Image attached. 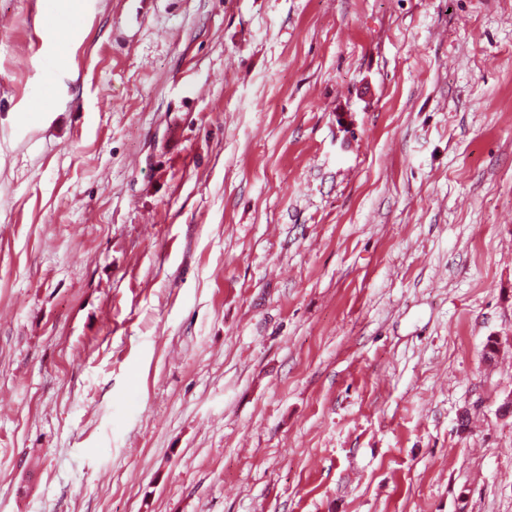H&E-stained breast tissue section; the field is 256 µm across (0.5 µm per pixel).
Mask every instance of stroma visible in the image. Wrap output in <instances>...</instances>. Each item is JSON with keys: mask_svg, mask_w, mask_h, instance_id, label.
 I'll use <instances>...</instances> for the list:
<instances>
[{"mask_svg": "<svg viewBox=\"0 0 512 512\" xmlns=\"http://www.w3.org/2000/svg\"><path fill=\"white\" fill-rule=\"evenodd\" d=\"M510 392L512 0H0V512H512Z\"/></svg>", "mask_w": 512, "mask_h": 512, "instance_id": "35a3bbf8", "label": "stroma"}]
</instances>
